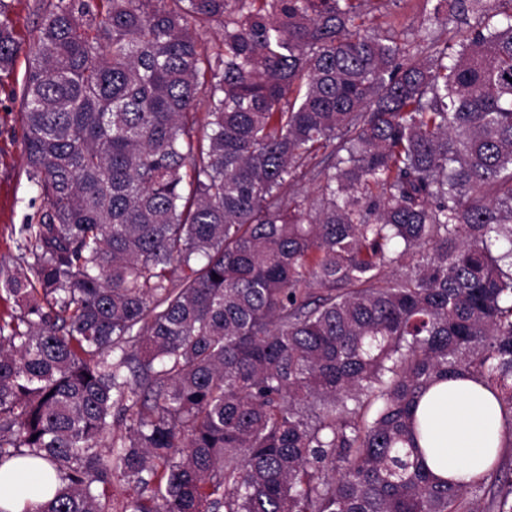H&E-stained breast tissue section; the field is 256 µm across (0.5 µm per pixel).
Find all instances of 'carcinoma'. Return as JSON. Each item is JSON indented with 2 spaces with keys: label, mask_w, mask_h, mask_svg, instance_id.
Masks as SVG:
<instances>
[{
  "label": "carcinoma",
  "mask_w": 512,
  "mask_h": 512,
  "mask_svg": "<svg viewBox=\"0 0 512 512\" xmlns=\"http://www.w3.org/2000/svg\"><path fill=\"white\" fill-rule=\"evenodd\" d=\"M370 2H41L46 208L0 270V468L54 467L35 512H512L500 468L436 477L415 416L470 378L512 447V0H437L424 62Z\"/></svg>",
  "instance_id": "cac0c4a2"
}]
</instances>
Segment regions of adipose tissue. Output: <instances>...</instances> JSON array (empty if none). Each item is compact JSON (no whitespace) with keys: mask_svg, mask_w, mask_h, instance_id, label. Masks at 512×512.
<instances>
[{"mask_svg":"<svg viewBox=\"0 0 512 512\" xmlns=\"http://www.w3.org/2000/svg\"><path fill=\"white\" fill-rule=\"evenodd\" d=\"M420 445L438 477L468 484L487 472L501 451L504 420L497 398L471 379L432 388L417 410ZM57 479L45 461L23 458L0 469V512H33L52 497Z\"/></svg>","mask_w":512,"mask_h":512,"instance_id":"1","label":"adipose tissue"}]
</instances>
